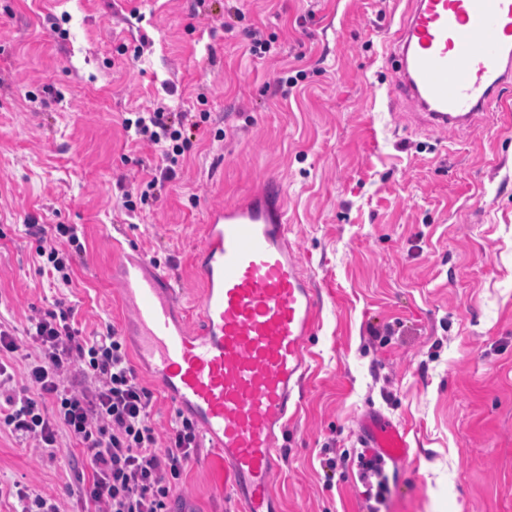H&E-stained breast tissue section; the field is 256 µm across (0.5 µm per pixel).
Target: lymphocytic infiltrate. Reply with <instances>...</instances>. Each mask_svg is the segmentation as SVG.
<instances>
[{
  "label": "lymphocytic infiltrate",
  "mask_w": 512,
  "mask_h": 512,
  "mask_svg": "<svg viewBox=\"0 0 512 512\" xmlns=\"http://www.w3.org/2000/svg\"><path fill=\"white\" fill-rule=\"evenodd\" d=\"M189 118L159 105L124 119L132 141L161 151L148 179L123 192L125 209H132L133 195L149 199L176 178L192 148ZM25 230L37 238L36 254L54 285L69 286V271L83 254L76 225L29 224ZM26 336L35 352L18 386L12 362L21 345L0 328V428L34 441L51 457L60 433L80 445L91 470L77 495L81 512H170L182 474L202 446L195 422L177 415L167 438H160L152 420L154 395L140 383L122 336L111 326L83 335L66 296L30 317Z\"/></svg>",
  "instance_id": "f902f5d3"
}]
</instances>
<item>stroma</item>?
Wrapping results in <instances>:
<instances>
[{"instance_id": "obj_1", "label": "stroma", "mask_w": 512, "mask_h": 512, "mask_svg": "<svg viewBox=\"0 0 512 512\" xmlns=\"http://www.w3.org/2000/svg\"><path fill=\"white\" fill-rule=\"evenodd\" d=\"M404 7L0 0V321L23 330L56 296L28 222L78 225L67 294L90 336L124 328L120 254L143 252L194 301L206 213L262 176L282 183L292 244L323 296L272 485L284 512H368L357 429L369 409L411 442L385 467V512H512V122L426 134L390 105L382 57ZM260 24L276 37L262 57L247 37ZM283 76L296 85L273 95ZM159 101L209 119L178 178L130 214L118 180L141 181L160 156L122 121ZM387 324L399 332L382 345L369 330ZM60 444L48 460L0 432V512L18 482L74 512L83 453ZM179 493L184 512H238L210 447Z\"/></svg>"}]
</instances>
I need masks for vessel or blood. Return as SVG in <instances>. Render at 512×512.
Listing matches in <instances>:
<instances>
[{
	"label": "vessel or blood",
	"mask_w": 512,
	"mask_h": 512,
	"mask_svg": "<svg viewBox=\"0 0 512 512\" xmlns=\"http://www.w3.org/2000/svg\"><path fill=\"white\" fill-rule=\"evenodd\" d=\"M409 3L386 60L391 95L417 129L461 130L491 108L512 112L502 101L512 87V0ZM194 266L202 294L190 318L168 271L122 264L136 356L222 454L242 512H283L272 489L279 438L300 406L321 302L289 241L274 178L210 213ZM358 444L393 463L409 456L407 429L375 409L359 421Z\"/></svg>",
	"instance_id": "b4317fda"
}]
</instances>
